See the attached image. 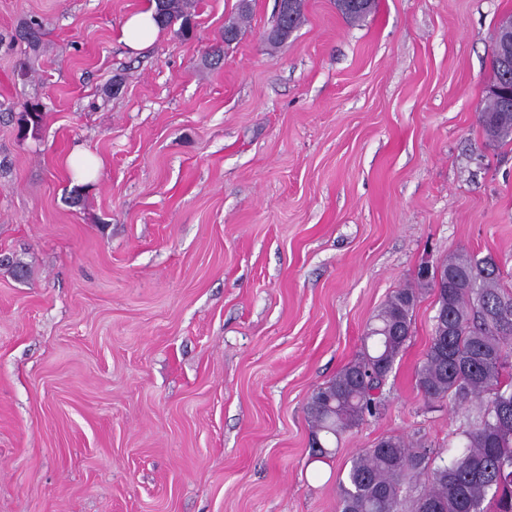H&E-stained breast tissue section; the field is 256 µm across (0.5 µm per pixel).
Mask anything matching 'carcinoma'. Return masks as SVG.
I'll list each match as a JSON object with an SVG mask.
<instances>
[{"mask_svg": "<svg viewBox=\"0 0 512 512\" xmlns=\"http://www.w3.org/2000/svg\"><path fill=\"white\" fill-rule=\"evenodd\" d=\"M337 10L358 22L371 8L336 0ZM160 27L188 38L195 27L191 0H155ZM304 22V0L288 5V18L276 21L267 43L276 48ZM234 38L223 33L206 58L217 64ZM29 129L40 130L44 113L37 103L23 105ZM486 136L512 141V103L490 98L480 112ZM448 268V287L436 294L437 310L448 313L451 330L433 323L429 347L415 371L425 403L448 401L457 406L478 402L475 413L458 429L462 451L449 462L425 465L421 443L400 436L378 439L351 460L346 479L338 483V512H512V287L491 253L482 257L458 250L441 258ZM22 282L29 268L19 258L0 259ZM433 290L422 276L394 290L366 327L357 357L317 388L306 405L310 436L322 447L311 449L317 460L329 458L342 437L373 414L381 388L411 335L387 336L395 325L412 329L421 296ZM424 475L421 492L403 495V487Z\"/></svg>", "mask_w": 512, "mask_h": 512, "instance_id": "1", "label": "carcinoma"}]
</instances>
